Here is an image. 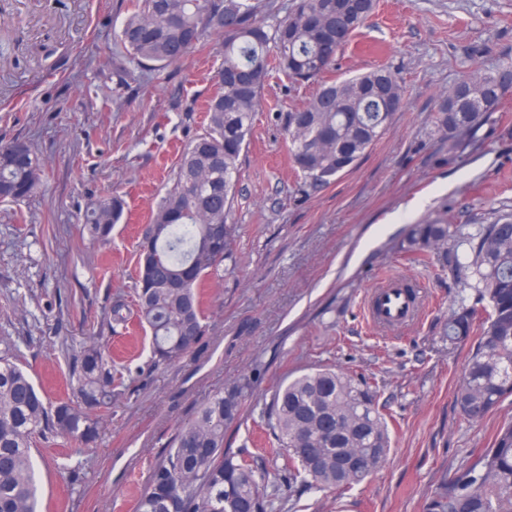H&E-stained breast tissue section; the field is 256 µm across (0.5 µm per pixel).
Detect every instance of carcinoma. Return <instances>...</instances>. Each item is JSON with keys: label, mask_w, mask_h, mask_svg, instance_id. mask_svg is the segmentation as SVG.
Masks as SVG:
<instances>
[{"label": "carcinoma", "mask_w": 512, "mask_h": 512, "mask_svg": "<svg viewBox=\"0 0 512 512\" xmlns=\"http://www.w3.org/2000/svg\"><path fill=\"white\" fill-rule=\"evenodd\" d=\"M377 0H292L277 19L261 0H130L120 41L157 76L217 38L219 90L207 126L182 150L172 184L139 243L137 319L149 327L157 363L195 352L205 336L199 289L219 276L239 237L232 220L241 155L272 70L291 82H314L359 33ZM512 83V70L480 65L437 100L434 123L448 136V164L459 163L471 135L493 119ZM404 87L388 68L324 83L283 116L288 151L304 183L326 186L390 130ZM42 168L31 146H0V201L19 204L38 188ZM109 194L86 210L82 233L105 245L124 215ZM485 224L461 254L458 226L444 214L414 224L400 253L428 257L474 290L448 312V349L475 341L456 406L481 422L512 396V211ZM127 301H112L108 324L126 326ZM265 372L257 363L224 385L178 428L170 447L149 466L136 491V512H278V481L290 488L340 493L360 484L387 459L391 436L374 382L322 364L272 387L258 415L269 442L281 450L275 472L226 448L245 421V403ZM72 398L48 402L10 355H0V512H37L32 450L39 439L94 442L105 415L122 396L112 358L99 336L85 338L73 364ZM427 512H512V421L478 448L462 471L427 503Z\"/></svg>", "instance_id": "1"}]
</instances>
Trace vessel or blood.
<instances>
[{
  "label": "vessel or blood",
  "mask_w": 512,
  "mask_h": 512,
  "mask_svg": "<svg viewBox=\"0 0 512 512\" xmlns=\"http://www.w3.org/2000/svg\"><path fill=\"white\" fill-rule=\"evenodd\" d=\"M398 276L384 278L367 301L368 318L382 332H395L419 320L424 300L410 301Z\"/></svg>",
  "instance_id": "obj_1"
}]
</instances>
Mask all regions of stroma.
<instances>
[{
    "mask_svg": "<svg viewBox=\"0 0 512 512\" xmlns=\"http://www.w3.org/2000/svg\"><path fill=\"white\" fill-rule=\"evenodd\" d=\"M130 0H0V145L28 142L45 164L24 203H0V354L11 351L49 401L70 394L73 356L105 336L126 390L92 446L34 450L39 512H134L150 462L176 429L255 358L273 385L330 361L376 378L392 414V448L345 495L304 490L284 512H427L441 485L512 420V397L482 423L455 406L471 345L448 349L440 328L460 288L396 250L409 225L444 210L465 234L471 214L512 206V124L487 123L467 160L447 164L432 122L442 92L474 66H512V0H380L326 79L386 65L405 87L390 130L324 188L289 160L280 116L315 84L271 74L234 201V270L201 290L206 334L174 365H154L137 324L109 330L116 296L131 298L137 243L184 144L217 88L214 51L192 52L161 78L137 65L119 33ZM127 202L110 245L79 231L91 202ZM390 274L424 282L430 306L395 335L372 330L363 305Z\"/></svg>",
    "mask_w": 512,
    "mask_h": 512,
    "instance_id": "35a3bbf8",
    "label": "stroma"
}]
</instances>
